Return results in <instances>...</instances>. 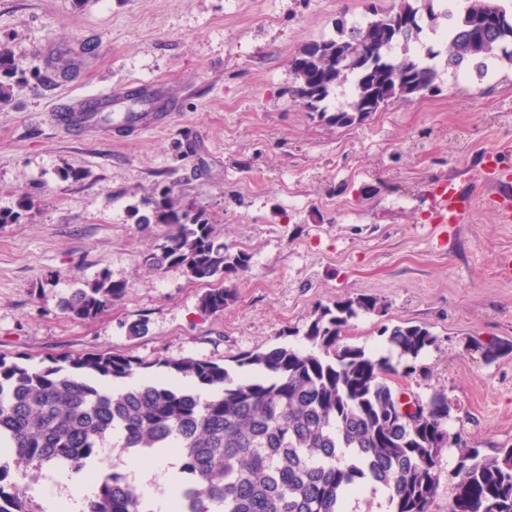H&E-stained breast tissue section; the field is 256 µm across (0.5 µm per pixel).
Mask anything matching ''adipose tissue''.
I'll use <instances>...</instances> for the list:
<instances>
[{
	"mask_svg": "<svg viewBox=\"0 0 512 512\" xmlns=\"http://www.w3.org/2000/svg\"><path fill=\"white\" fill-rule=\"evenodd\" d=\"M178 469L174 449L159 448L150 456L130 458L126 471L144 495L151 512H178L173 495ZM56 481V486L49 491L53 500L63 503L66 512H88L94 492L93 482L66 472L57 474Z\"/></svg>",
	"mask_w": 512,
	"mask_h": 512,
	"instance_id": "ef3b65f1",
	"label": "adipose tissue"
}]
</instances>
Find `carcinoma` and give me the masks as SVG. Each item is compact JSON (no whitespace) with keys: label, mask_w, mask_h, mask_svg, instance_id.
<instances>
[{"label":"carcinoma","mask_w":512,"mask_h":512,"mask_svg":"<svg viewBox=\"0 0 512 512\" xmlns=\"http://www.w3.org/2000/svg\"><path fill=\"white\" fill-rule=\"evenodd\" d=\"M444 52L429 46L421 55L420 8L401 0L396 10L363 25H340L336 37L312 41L291 61L292 97L329 123L346 127L392 101L435 88L433 64L444 55L453 71L500 58L512 64V11L498 0H468L463 10L437 13ZM398 57L390 56L394 46ZM22 72L8 44L0 42V105L10 102V80ZM351 84L348 109L329 111L328 99ZM171 230L157 251L145 256L153 270L181 267L187 278L209 285L200 298L209 313L234 302L230 282L250 268L251 255L232 252L202 214H167ZM124 282L102 273L75 289L62 309L93 319L123 299ZM380 309L359 297L319 306L311 315L301 352L277 346L238 360L249 371L191 357L165 360L169 379L128 384L137 362L108 353L53 360L31 370L0 358V440L19 459L40 469L59 463L91 475V463L109 438L132 454L155 448L179 450L184 482L179 512H349L351 500L369 486L386 492L388 512H432L443 451L457 447L448 469V512H512V446L485 457L451 437L448 397L433 395L404 410L388 376L389 356L373 358L362 347L342 345L352 320ZM398 361L411 363L435 344L422 326L397 324L381 330ZM0 468V512H31L25 492L5 490ZM90 512H148L127 477L114 470L96 481Z\"/></svg>","instance_id":"1"}]
</instances>
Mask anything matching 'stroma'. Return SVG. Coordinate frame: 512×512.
I'll return each mask as SVG.
<instances>
[{
	"label": "stroma",
	"instance_id": "35a3bbf8",
	"mask_svg": "<svg viewBox=\"0 0 512 512\" xmlns=\"http://www.w3.org/2000/svg\"><path fill=\"white\" fill-rule=\"evenodd\" d=\"M399 0H0V41L24 77L0 106V358L31 369L53 359L122 354L142 363L193 357L236 370L250 352L308 349L313 309L372 296L347 344L383 355V327L436 337L392 384L444 393L448 430L482 455L512 445V224L491 199L512 173V64L441 69L436 92L400 99L338 128L288 89L290 61L337 22L367 20ZM55 75L53 84L38 75ZM177 90L166 130L126 142L69 135L51 114L130 80ZM454 180L472 207L434 223V191ZM181 212H206L250 269L220 313L203 285L143 259L168 225L141 231L162 187ZM128 283L104 314L75 319L63 301L100 273ZM143 333L131 334L134 323ZM495 347L496 358L485 355Z\"/></svg>",
	"mask_w": 512,
	"mask_h": 512
}]
</instances>
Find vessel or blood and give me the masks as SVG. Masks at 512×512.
I'll return each instance as SVG.
<instances>
[{"label":"vessel or blood","instance_id":"1","mask_svg":"<svg viewBox=\"0 0 512 512\" xmlns=\"http://www.w3.org/2000/svg\"><path fill=\"white\" fill-rule=\"evenodd\" d=\"M95 112H58L57 123L75 131L98 128L118 135L143 134L166 126L171 98L149 82H131L117 91L98 94ZM434 221L458 223L469 201L463 198L453 180H445L435 190Z\"/></svg>","mask_w":512,"mask_h":512}]
</instances>
